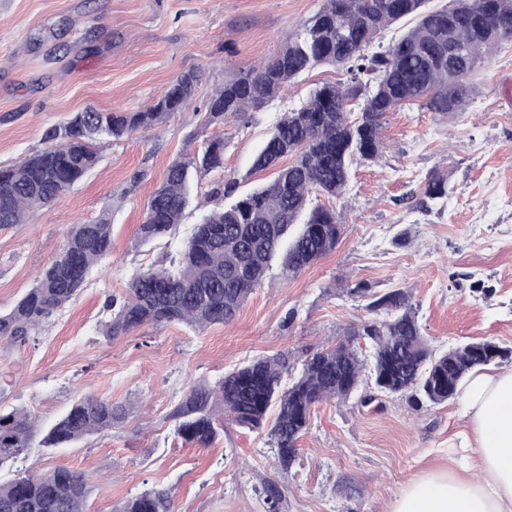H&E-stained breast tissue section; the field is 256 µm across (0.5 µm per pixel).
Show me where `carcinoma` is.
Wrapping results in <instances>:
<instances>
[{"label":"carcinoma","mask_w":512,"mask_h":512,"mask_svg":"<svg viewBox=\"0 0 512 512\" xmlns=\"http://www.w3.org/2000/svg\"><path fill=\"white\" fill-rule=\"evenodd\" d=\"M429 0H322L318 11L286 37L278 52L259 65L224 75L207 99L203 124L242 118L278 97L293 79L320 65L345 70V83L316 87L298 109L279 119L254 155L251 169L273 171V179L234 196L237 181L225 179L209 195L198 224L171 266L135 272L122 302L110 301L105 334L114 339L146 325L183 323L198 329L234 320L255 288L280 263L285 279L333 252L343 234L335 209L311 204V195L338 197L355 161L382 154V128L389 113L417 104L430 112L463 109L469 78L489 64L503 43H512V0H453L429 9ZM415 24L380 52L368 53L388 26L406 18ZM201 81L188 71L148 106L133 112L88 108L48 128L46 146L0 169V227L24 224L38 209L67 193L98 161L97 143L119 141L152 128L187 108ZM224 172V139L173 161L147 201L139 225L142 241L171 234L190 204L197 173ZM448 196V178L431 173L419 203L429 210ZM112 253V224L101 219L76 224L61 252L6 311H0V356L12 362L57 311L74 300L94 266ZM379 317L350 335L370 348L360 358L348 339L306 354L300 376L283 384L288 358L259 356L214 383L198 382L172 412L183 441L207 447L224 421L260 429L275 411L269 436L280 468L298 457L297 441L310 426L315 405L359 396L367 407L378 394L405 396L415 410L444 404L458 395L467 376L512 358V348L491 340L470 341L435 354L424 335L411 295L396 288L371 296L366 305ZM127 408L86 393L45 428L22 408H0V472L33 448L49 451L120 427ZM88 477L58 468L16 474L0 481V512H87ZM119 512H175L165 490H145Z\"/></svg>","instance_id":"1"}]
</instances>
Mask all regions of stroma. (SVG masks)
<instances>
[{
	"instance_id": "stroma-1",
	"label": "stroma",
	"mask_w": 512,
	"mask_h": 512,
	"mask_svg": "<svg viewBox=\"0 0 512 512\" xmlns=\"http://www.w3.org/2000/svg\"><path fill=\"white\" fill-rule=\"evenodd\" d=\"M320 0H0V166L44 146L49 127L87 107L131 112L149 105L181 73L199 71L193 105L154 128L98 144L97 165L26 224L0 228V310L35 283L74 224L112 223V254L80 294L17 351L0 406L53 423L91 392L125 405L122 427L43 454L17 470L58 467L91 477L89 512H117L151 487L170 490L176 512H388L400 492L430 473H455L470 450L462 401L420 411L406 398L380 406L318 404L299 456L280 469L266 433L226 425L207 448L175 434L171 412L188 387L215 381L258 355L287 353L298 375L306 352L346 340L368 319L367 300L343 292L364 283L382 294L412 292L435 351L490 339L512 348V44L470 79L461 112L444 116L412 106L389 113L386 150L354 164L335 200L344 230L336 249L298 277L273 278L228 324L195 330L145 326L116 339L102 335L109 298L132 274L167 264L201 213L188 208L164 239L141 242L145 204L168 166L223 136L224 172L238 193L271 178L251 172L256 151L284 112L343 72L320 66L244 119L204 126L205 101L226 73L273 56L283 37ZM448 177L444 203L416 205L428 174ZM138 185H131L133 175ZM220 174V175H223ZM220 175L198 174L194 200ZM281 497L269 504L266 485Z\"/></svg>"
}]
</instances>
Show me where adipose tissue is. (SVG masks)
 <instances>
[{"mask_svg":"<svg viewBox=\"0 0 512 512\" xmlns=\"http://www.w3.org/2000/svg\"><path fill=\"white\" fill-rule=\"evenodd\" d=\"M461 394L472 425L470 473L427 476L389 512H512V370L473 372Z\"/></svg>","mask_w":512,"mask_h":512,"instance_id":"ef3b65f1","label":"adipose tissue"}]
</instances>
